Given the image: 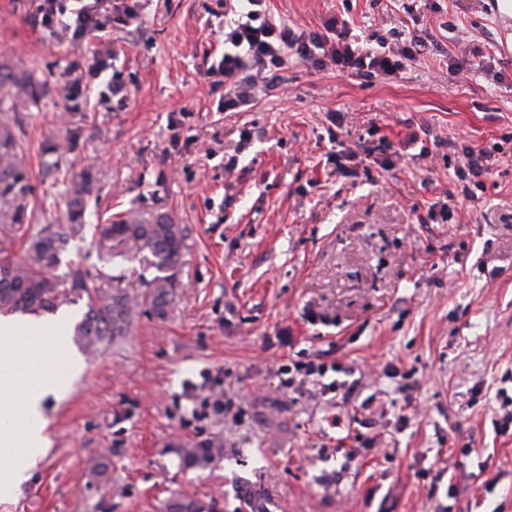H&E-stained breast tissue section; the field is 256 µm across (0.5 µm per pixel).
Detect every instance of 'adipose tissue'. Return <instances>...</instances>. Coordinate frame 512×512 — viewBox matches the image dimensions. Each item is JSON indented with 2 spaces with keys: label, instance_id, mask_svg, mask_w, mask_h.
<instances>
[{
  "label": "adipose tissue",
  "instance_id": "adipose-tissue-1",
  "mask_svg": "<svg viewBox=\"0 0 512 512\" xmlns=\"http://www.w3.org/2000/svg\"><path fill=\"white\" fill-rule=\"evenodd\" d=\"M80 364L64 322L0 319V501L13 500L51 441L45 407L63 398Z\"/></svg>",
  "mask_w": 512,
  "mask_h": 512
}]
</instances>
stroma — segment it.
<instances>
[{"instance_id":"stroma-1","label":"stroma","mask_w":512,"mask_h":512,"mask_svg":"<svg viewBox=\"0 0 512 512\" xmlns=\"http://www.w3.org/2000/svg\"><path fill=\"white\" fill-rule=\"evenodd\" d=\"M496 2L267 0L299 31L343 17L364 43L429 50L375 78L296 62L285 89L228 112L204 73L224 0H124L135 16L106 18L97 78L98 39L0 0V124L21 157L0 225L67 223L84 174L88 225L165 214L189 235L168 317L141 308L81 355L0 512L179 496L250 512L256 492L261 512H512V431H494L512 396V18ZM468 149L489 153L477 185L455 175ZM61 259L136 280L89 233ZM216 437L223 459L185 469L180 444Z\"/></svg>"}]
</instances>
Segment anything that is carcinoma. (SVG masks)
<instances>
[{
  "label": "carcinoma",
  "mask_w": 512,
  "mask_h": 512,
  "mask_svg": "<svg viewBox=\"0 0 512 512\" xmlns=\"http://www.w3.org/2000/svg\"><path fill=\"white\" fill-rule=\"evenodd\" d=\"M10 130L0 126V183L11 190L15 182L18 153ZM87 180L74 189L68 223L45 227L32 234L23 226L14 227L0 240V315L16 313L41 315L54 313L66 301L86 299L87 311L75 327V341L85 352H95L101 345L124 335L135 314L144 303L159 318L168 316L174 302L176 269L187 248L185 228L160 215L144 221L132 214L110 224L95 228L96 246L108 260L122 258L136 262L142 269L140 285L146 288L141 296L132 297L120 282L99 275L94 279L79 267L61 279L53 274L69 242L83 238L84 194ZM21 241L24 256L14 250V241ZM153 269L157 275L148 279L145 272ZM224 443L208 439L182 447L181 461L187 468L204 469L223 456ZM167 512H214V504L191 497H178L167 504Z\"/></svg>",
  "instance_id": "cac0c4a2"
}]
</instances>
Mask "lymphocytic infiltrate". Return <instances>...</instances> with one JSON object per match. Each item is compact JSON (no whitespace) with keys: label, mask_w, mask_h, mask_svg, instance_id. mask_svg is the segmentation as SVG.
I'll return each instance as SVG.
<instances>
[{"label":"lymphocytic infiltrate","mask_w":512,"mask_h":512,"mask_svg":"<svg viewBox=\"0 0 512 512\" xmlns=\"http://www.w3.org/2000/svg\"><path fill=\"white\" fill-rule=\"evenodd\" d=\"M242 10L224 22V54L219 64L209 66L208 75H219L224 83V108L236 109L263 88L277 86L288 67L289 58L317 67L331 63L372 78L391 75L427 52L426 41L415 39L391 51L356 41L348 21L333 20L325 32H296L287 23L275 20L265 7L266 0H243ZM112 0H87L77 8H67L65 0H40L36 20L41 25L61 24L72 41L88 33L104 31L102 11Z\"/></svg>","instance_id":"f902f5d3"}]
</instances>
